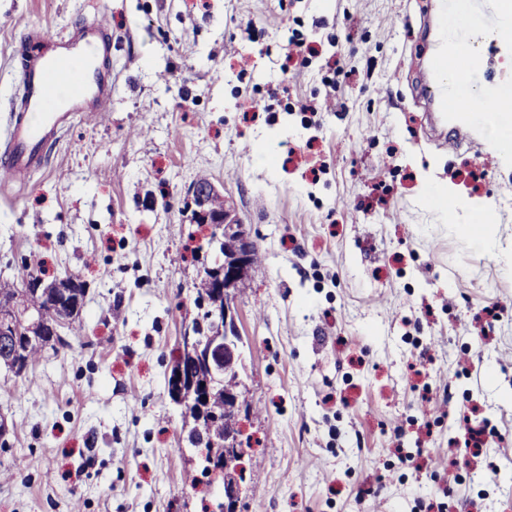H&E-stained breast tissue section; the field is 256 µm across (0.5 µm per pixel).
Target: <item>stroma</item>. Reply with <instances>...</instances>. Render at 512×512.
Segmentation results:
<instances>
[{"label":"stroma","mask_w":512,"mask_h":512,"mask_svg":"<svg viewBox=\"0 0 512 512\" xmlns=\"http://www.w3.org/2000/svg\"><path fill=\"white\" fill-rule=\"evenodd\" d=\"M432 0H0V146L36 27L104 20L112 101L0 188V280L78 268L80 334L0 370V512H201L166 377L196 314L205 175L264 256L237 294L241 512H512V166L432 137ZM312 54L298 55L296 40ZM497 222L431 208L426 182ZM493 432L466 452L464 417ZM416 465H401L399 453ZM27 461L24 473L14 457Z\"/></svg>","instance_id":"stroma-1"}]
</instances>
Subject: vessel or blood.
I'll return each instance as SVG.
<instances>
[{"mask_svg": "<svg viewBox=\"0 0 512 512\" xmlns=\"http://www.w3.org/2000/svg\"><path fill=\"white\" fill-rule=\"evenodd\" d=\"M436 36L423 64L434 82L430 95L452 144L489 149L498 165H512V137L486 145L483 125L469 115L466 98L474 75L467 49L474 27L490 34L500 52H512V0H434ZM38 51L21 63L9 136L0 164L12 183L39 167L55 132L81 112L107 111L112 96V40L92 20L56 40L40 30L26 34ZM482 106L497 119L512 118V89L487 90Z\"/></svg>", "mask_w": 512, "mask_h": 512, "instance_id": "1", "label": "vessel or blood"}]
</instances>
